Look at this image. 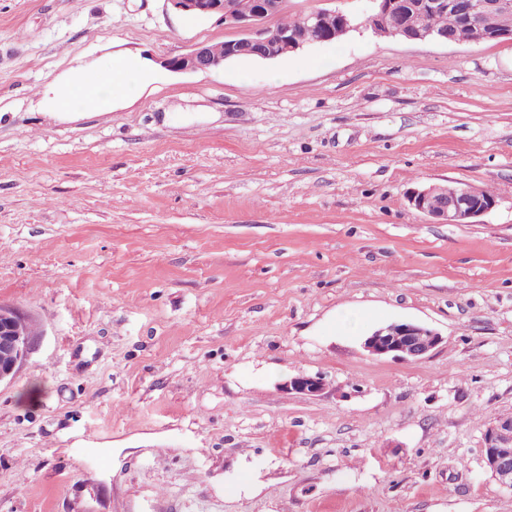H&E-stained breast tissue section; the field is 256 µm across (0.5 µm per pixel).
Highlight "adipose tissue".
Returning a JSON list of instances; mask_svg holds the SVG:
<instances>
[{"label":"adipose tissue","mask_w":512,"mask_h":512,"mask_svg":"<svg viewBox=\"0 0 512 512\" xmlns=\"http://www.w3.org/2000/svg\"><path fill=\"white\" fill-rule=\"evenodd\" d=\"M150 78L149 70L139 61L114 58L102 70H77L65 80L51 83L47 101L53 109L65 115L80 108L108 109L114 99L143 87Z\"/></svg>","instance_id":"ef3b65f1"}]
</instances>
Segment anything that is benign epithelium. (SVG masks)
<instances>
[{
  "label": "benign epithelium",
  "mask_w": 512,
  "mask_h": 512,
  "mask_svg": "<svg viewBox=\"0 0 512 512\" xmlns=\"http://www.w3.org/2000/svg\"><path fill=\"white\" fill-rule=\"evenodd\" d=\"M173 9L186 15L209 17L217 15L224 25L241 31V39L227 45L224 56L214 55L210 47L201 45L188 53L164 61V67L175 72L216 71L224 68V61L245 56L270 60L280 50L296 51L305 41L296 30H283L268 20L282 6L281 0L267 4L265 0H242L236 9H230L224 0H167ZM372 9L356 24L343 17L342 33L364 28L377 36L406 35L407 26L400 20L389 25L380 24L382 14L392 9V0H371ZM430 11H453L481 32L482 40H512V27H489V21L512 12V0H427ZM412 206L436 224H470L498 205V199L482 200L475 187L446 189L440 184L417 190L410 196ZM23 314L0 305V383L10 381L33 350L34 339L23 326ZM442 337L433 329L415 322L388 323L367 336L363 348L374 357L422 359L440 343ZM282 391L318 396L326 389L320 375H299L279 384ZM483 462L499 484L512 489V415L494 417L483 434Z\"/></svg>",
  "instance_id": "7a95c632"
}]
</instances>
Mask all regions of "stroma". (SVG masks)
I'll list each match as a JSON object with an SVG mask.
<instances>
[{"instance_id": "35a3bbf8", "label": "stroma", "mask_w": 512, "mask_h": 512, "mask_svg": "<svg viewBox=\"0 0 512 512\" xmlns=\"http://www.w3.org/2000/svg\"><path fill=\"white\" fill-rule=\"evenodd\" d=\"M167 0H0V512H512V42L353 32L177 73L237 38ZM152 80L68 117L105 58ZM492 188L473 224L409 198ZM393 321L442 343L370 356ZM321 375L318 396L282 380ZM150 78V71L139 61L112 58L103 70H75L67 79L51 83L47 101L66 116L80 108L109 109L114 99L143 87ZM23 314L0 305V384L11 381L33 350L34 339L24 330ZM483 462L499 484L512 489V415L495 416L483 434Z\"/></svg>"}]
</instances>
